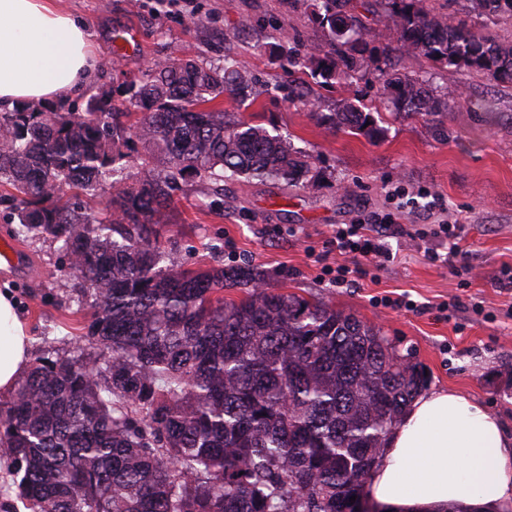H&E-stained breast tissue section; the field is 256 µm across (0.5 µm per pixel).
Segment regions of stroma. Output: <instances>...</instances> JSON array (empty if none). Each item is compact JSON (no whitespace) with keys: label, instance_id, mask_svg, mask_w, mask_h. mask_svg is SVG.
Instances as JSON below:
<instances>
[{"label":"stroma","instance_id":"stroma-1","mask_svg":"<svg viewBox=\"0 0 512 512\" xmlns=\"http://www.w3.org/2000/svg\"><path fill=\"white\" fill-rule=\"evenodd\" d=\"M84 23L101 66L83 93L66 100L84 111L91 98L128 104L130 78L155 63L192 59L223 65L237 60L253 78L244 101L226 111L290 137L316 158L297 185L228 182L223 201L205 205L202 188L187 182L159 220L192 269L246 261L268 273V288L316 296L381 329L399 353H412L431 390L451 389L482 404L512 436V84L489 82L465 68L422 61L416 75L447 98L442 121L399 114L380 98L374 67L332 84L308 70L284 75L281 36L320 41L304 9L286 0H63ZM305 84V100L288 99L286 82ZM376 103L384 130L372 140L333 129L323 120L343 101ZM389 216L399 231L386 239L383 267L367 265L353 285L331 286L325 266L340 257L330 239L336 225ZM458 219L472 268L457 277L441 263L449 241L437 223ZM20 261L0 269L32 332L31 357L90 354L85 334L90 305L78 304L74 276L61 272L52 238L20 243ZM413 300L392 309L383 297Z\"/></svg>","mask_w":512,"mask_h":512}]
</instances>
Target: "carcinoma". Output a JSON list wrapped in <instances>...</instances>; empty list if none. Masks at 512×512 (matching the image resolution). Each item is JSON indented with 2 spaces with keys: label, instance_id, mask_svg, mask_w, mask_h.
<instances>
[{
  "label": "carcinoma",
  "instance_id": "obj_1",
  "mask_svg": "<svg viewBox=\"0 0 512 512\" xmlns=\"http://www.w3.org/2000/svg\"><path fill=\"white\" fill-rule=\"evenodd\" d=\"M322 41L285 43L282 69L328 81L372 64L396 111L440 119L448 103L408 73L422 58L512 83V42L386 0L389 34L369 46L349 0H295ZM512 21V0H470ZM251 78L222 66L159 62L131 82L140 116L103 96L0 116V183L13 192L11 235L62 242L86 337L99 354L40 358L0 407V456L32 512H356L366 479L426 377L380 329L320 299L264 287L251 263L184 267L156 216L189 177L297 184L312 156L209 103L247 95ZM334 128L383 134L372 108L346 101ZM148 178L128 183L133 140ZM104 217L84 198L104 181ZM237 291L236 301L224 292Z\"/></svg>",
  "mask_w": 512,
  "mask_h": 512
}]
</instances>
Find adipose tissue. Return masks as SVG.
<instances>
[{
  "label": "adipose tissue",
  "mask_w": 512,
  "mask_h": 512,
  "mask_svg": "<svg viewBox=\"0 0 512 512\" xmlns=\"http://www.w3.org/2000/svg\"><path fill=\"white\" fill-rule=\"evenodd\" d=\"M96 65L83 23L60 0H0V104L80 93ZM29 328L0 289V395L29 364ZM383 512H469L512 506V436L479 403L454 390L416 396L389 435L366 483Z\"/></svg>",
  "instance_id": "adipose-tissue-1"
}]
</instances>
